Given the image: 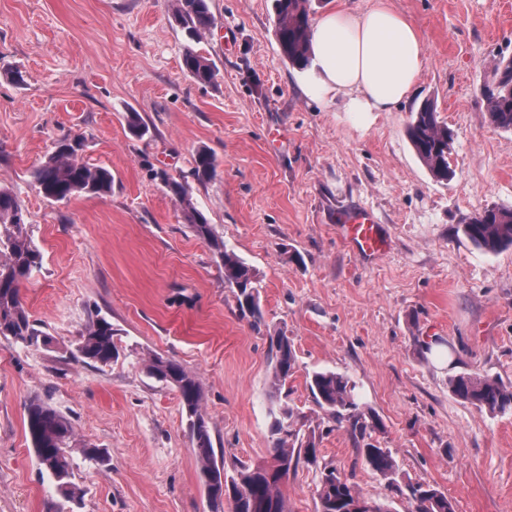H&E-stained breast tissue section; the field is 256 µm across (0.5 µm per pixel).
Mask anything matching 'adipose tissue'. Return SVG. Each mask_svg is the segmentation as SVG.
I'll return each instance as SVG.
<instances>
[{
    "label": "adipose tissue",
    "instance_id": "1",
    "mask_svg": "<svg viewBox=\"0 0 512 512\" xmlns=\"http://www.w3.org/2000/svg\"><path fill=\"white\" fill-rule=\"evenodd\" d=\"M316 71L312 95H341L349 111L393 112L409 98L425 66L421 37L387 0L364 11L333 9L311 23Z\"/></svg>",
    "mask_w": 512,
    "mask_h": 512
}]
</instances>
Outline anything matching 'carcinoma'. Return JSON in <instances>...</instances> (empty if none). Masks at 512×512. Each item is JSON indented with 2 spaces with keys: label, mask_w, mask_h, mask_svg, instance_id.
I'll return each mask as SVG.
<instances>
[{
  "label": "carcinoma",
  "mask_w": 512,
  "mask_h": 512,
  "mask_svg": "<svg viewBox=\"0 0 512 512\" xmlns=\"http://www.w3.org/2000/svg\"><path fill=\"white\" fill-rule=\"evenodd\" d=\"M308 0H276V36L283 55L299 68L308 65L310 16ZM176 21L181 26L185 44L182 69L195 83L211 85L217 70L204 52L197 48L200 35L215 24L207 0H177ZM490 75L494 81L482 92L490 123L501 130L512 131V57L496 61ZM126 125L135 137L150 133L142 115L125 113ZM407 137L417 158L431 176L446 181L451 175L449 156L452 134L439 120L431 102L415 112L407 126ZM85 137L66 135L58 139L45 161L34 168L31 182L44 198L67 202L76 195L104 196L112 192V173L106 167L84 159ZM217 164L212 152L200 148L193 156L190 176L199 183L216 176ZM153 177L184 205L186 220L197 237L206 241L224 268V283L234 289L241 316L258 327L264 321L260 305L257 271L224 245L207 219L195 209L187 196L185 183L165 170ZM466 238L487 253L512 247V208L484 209L469 217L462 225ZM43 256L28 232L27 216L12 191L0 188V337L21 341L28 346L48 347L53 338L38 328L23 303L21 287L41 269ZM112 323L101 317L92 322L80 336L76 358L84 362L107 365L117 356ZM274 364L270 380L269 399L272 422V448L269 459L253 466H243L229 476L217 463L211 429L201 412L203 390L199 381L174 359L155 355L147 373L177 389L185 411L191 441L195 450L200 477L210 496L212 512H224V500H229L233 512H288L282 486L290 472L299 464L318 466L317 443L314 435L300 438L299 431L290 428L292 411L278 404L283 388L295 374L296 354L285 332H268ZM308 388L315 403L338 424L348 423L352 433L366 436L380 427L376 417L360 406L354 386L344 376L331 371H315L307 377ZM452 393L459 399L490 412L512 409V386L496 378L459 375L450 380ZM25 429L41 467L53 479L57 494L68 503L82 498V490L72 481L70 442L73 428L70 421L49 405L32 400L27 404ZM365 465L389 483L396 482L398 465L390 450L370 442L357 449ZM416 500V512H456L454 502L437 487L427 483L405 485ZM317 512H357L353 505L364 501L351 479L323 467L316 486Z\"/></svg>",
  "instance_id": "1"
}]
</instances>
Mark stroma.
Returning <instances> with one entry per match:
<instances>
[{
    "label": "stroma",
    "instance_id": "stroma-1",
    "mask_svg": "<svg viewBox=\"0 0 512 512\" xmlns=\"http://www.w3.org/2000/svg\"><path fill=\"white\" fill-rule=\"evenodd\" d=\"M389 2L419 31L426 63L398 111L361 116L344 97L306 94L314 73L281 54L273 0H209L215 24L200 46L218 72L210 86L181 69L176 0H0V68L24 75L20 85L0 79V187L17 196L43 254L21 296L54 338L48 349L0 339V512H46L56 496L24 430L33 398L73 426L78 512H209L179 395L145 364L159 354L197 376L232 475L271 446V328L296 351L292 426L319 449L318 467L299 465L283 487L288 512H316L322 466L351 476L365 499L413 509L315 404V371L355 385L398 483L435 485L456 512H512V411L478 410L448 385L475 373L512 385V249L487 253L462 233L474 213L512 207V131L487 124L481 94L491 62L512 57V0ZM426 100L453 133L446 181L406 136ZM131 109L149 136L129 133ZM67 134L84 135L85 158L111 170V194L58 203L32 185L31 170ZM202 147L220 175L189 181V195L257 270L260 331L151 176L187 174ZM345 207L376 214L386 254L363 261L345 247ZM99 316L116 331L118 358H72ZM437 339L451 357L427 351ZM88 446L104 461L85 459Z\"/></svg>",
    "mask_w": 512,
    "mask_h": 512
}]
</instances>
